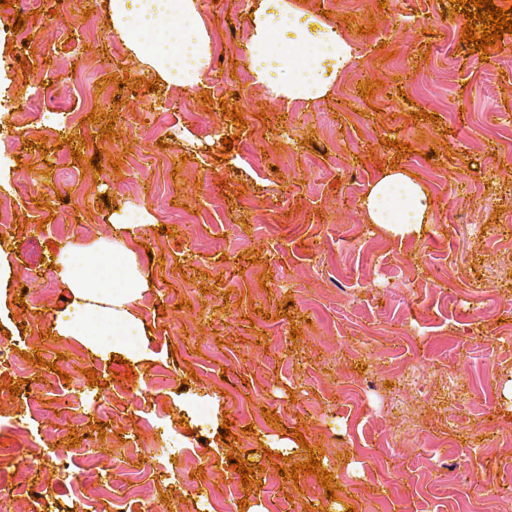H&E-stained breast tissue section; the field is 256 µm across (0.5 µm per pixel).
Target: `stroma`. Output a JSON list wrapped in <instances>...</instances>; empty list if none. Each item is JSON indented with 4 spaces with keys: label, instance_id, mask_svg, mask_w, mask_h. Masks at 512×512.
<instances>
[{
    "label": "stroma",
    "instance_id": "obj_1",
    "mask_svg": "<svg viewBox=\"0 0 512 512\" xmlns=\"http://www.w3.org/2000/svg\"><path fill=\"white\" fill-rule=\"evenodd\" d=\"M285 2L326 11L354 48L328 96L255 81L242 51L261 0H203L206 75L188 90L130 60L104 0H37L29 46L0 44V199L15 215L0 240V489L24 481V512H140L146 484L155 512H512V33L483 59L451 0ZM75 69L97 79L96 122L70 120L87 110ZM23 78L49 90L38 116ZM108 125L118 140L99 139ZM213 125L234 140L222 159ZM394 162L428 186L427 223H366L360 202ZM135 212L145 226L122 236L151 286L131 308L144 352L129 367L121 348L56 334L64 288L43 273L54 247H96ZM35 349L44 365L26 362L11 396L8 356ZM73 432L95 478L82 459L52 464ZM299 432L335 499L267 458ZM230 453L257 480L242 485Z\"/></svg>",
    "mask_w": 512,
    "mask_h": 512
}]
</instances>
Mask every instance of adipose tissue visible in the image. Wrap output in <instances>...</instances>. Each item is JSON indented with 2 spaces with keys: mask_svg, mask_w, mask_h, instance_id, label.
I'll use <instances>...</instances> for the list:
<instances>
[{
  "mask_svg": "<svg viewBox=\"0 0 512 512\" xmlns=\"http://www.w3.org/2000/svg\"><path fill=\"white\" fill-rule=\"evenodd\" d=\"M110 3L112 27L136 59L182 89L201 84L207 56L201 0ZM251 27L249 66L257 81L270 82L274 66H287L278 87L291 98L323 95L353 58L352 45L336 28L287 6L260 8ZM430 205L425 185L402 170L384 173L363 200L371 224H422ZM58 261L69 305L77 313L73 319L57 318L59 335L82 337L94 351L123 344L130 358H138L128 307L141 300L149 280L133 251L119 241L93 253L67 244Z\"/></svg>",
  "mask_w": 512,
  "mask_h": 512,
  "instance_id": "1",
  "label": "adipose tissue"
}]
</instances>
